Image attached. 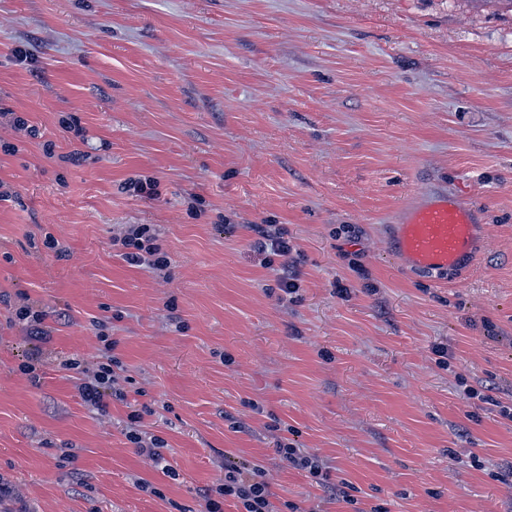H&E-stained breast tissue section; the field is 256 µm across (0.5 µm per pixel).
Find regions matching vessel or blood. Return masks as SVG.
Listing matches in <instances>:
<instances>
[{"instance_id":"b4317fda","label":"vessel or blood","mask_w":512,"mask_h":512,"mask_svg":"<svg viewBox=\"0 0 512 512\" xmlns=\"http://www.w3.org/2000/svg\"><path fill=\"white\" fill-rule=\"evenodd\" d=\"M484 235L468 202L428 196L401 212L391 252L408 272L443 278L472 267Z\"/></svg>"}]
</instances>
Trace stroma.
<instances>
[{"label":"stroma","instance_id":"stroma-1","mask_svg":"<svg viewBox=\"0 0 512 512\" xmlns=\"http://www.w3.org/2000/svg\"><path fill=\"white\" fill-rule=\"evenodd\" d=\"M8 110L39 135L0 127L18 147L0 153V512H203L225 463L256 461L278 502L350 512L279 461L280 436L364 512H512L511 10L0 0ZM148 176L158 199L127 189ZM444 193L488 235L435 283L387 241L402 209ZM123 224L155 226L164 274L113 247ZM259 224L297 246L293 300L249 247ZM26 304L44 337L16 319ZM102 323L124 394L104 413L62 366L96 364ZM34 355L35 382L18 370ZM133 425L173 475L137 454Z\"/></svg>","mask_w":512,"mask_h":512}]
</instances>
